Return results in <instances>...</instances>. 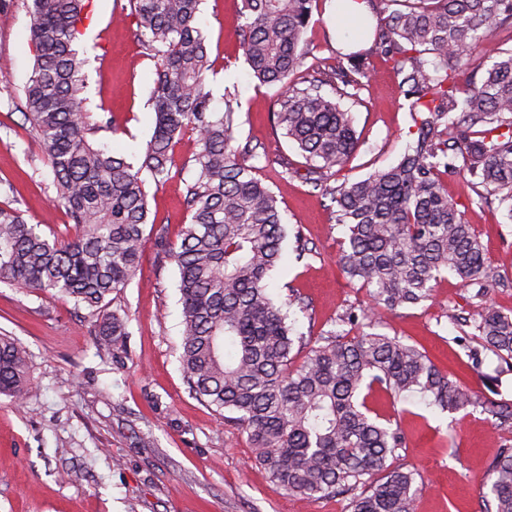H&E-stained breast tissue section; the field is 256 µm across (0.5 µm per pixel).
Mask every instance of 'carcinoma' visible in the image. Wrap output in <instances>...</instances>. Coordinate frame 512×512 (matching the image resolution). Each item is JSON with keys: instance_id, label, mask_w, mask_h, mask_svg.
<instances>
[{"instance_id": "cac0c4a2", "label": "carcinoma", "mask_w": 512, "mask_h": 512, "mask_svg": "<svg viewBox=\"0 0 512 512\" xmlns=\"http://www.w3.org/2000/svg\"><path fill=\"white\" fill-rule=\"evenodd\" d=\"M200 2L130 0L138 37L159 62L155 125L135 166L92 141L113 128L112 117L94 119L87 109L88 59L76 46L93 0H31L35 59L23 110L73 235L50 238L0 205V281L84 306L99 352L121 362L128 317L111 304L136 276L147 225L155 224L142 173L158 184L169 179L176 140L194 130L197 171L184 195L190 220L176 247L156 231L178 273L179 362L189 391L218 414H233L253 461L286 492L348 494V512H416L424 483L388 464L405 436L369 407L372 393L395 402L418 395L443 413L472 406L497 426L512 425V403L479 397L416 345L376 332L330 331L296 363L303 337L290 319L295 301L278 303L268 288L286 227L276 196L245 163L259 157L256 148L233 146L240 103L228 96L224 111L212 107ZM360 2L376 18L373 49L400 78L412 126L396 164L353 182L330 184L359 147L342 100H357L366 86L368 52L340 54L300 87L292 76L306 59L315 0H243L238 31L253 77L279 89L273 116L306 159V182L336 203V223L346 227L338 264L369 297L347 323L433 300L447 272L481 300L474 319L451 314L474 329L471 368L484 350L512 368V313L484 301L494 278L487 250L443 180L450 170L477 179L480 202H498L512 220V49H496L480 79L458 80L493 29L512 26V0ZM29 386L25 348L0 336V395L21 402ZM483 498L482 512H512V446L491 462Z\"/></svg>"}]
</instances>
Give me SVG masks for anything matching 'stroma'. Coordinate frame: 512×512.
Instances as JSON below:
<instances>
[{"mask_svg": "<svg viewBox=\"0 0 512 512\" xmlns=\"http://www.w3.org/2000/svg\"><path fill=\"white\" fill-rule=\"evenodd\" d=\"M30 0H10L0 12V205L19 209L45 235L66 236L69 218L54 201L53 176L31 138L20 103L32 72L28 31ZM91 22L78 47L89 58L86 95L90 112L109 113L115 126L98 144L138 161L155 122L150 94L157 60L142 46L130 0H93ZM331 0H316L307 38L310 61L333 63L341 48ZM241 0H202L199 20L214 70L208 87L216 111L225 93L241 102L237 143L257 145L268 157L258 175L276 194L288 230H301L309 254L296 260L293 239L272 272L276 299L295 295V329L315 338L343 330L342 318L366 301L359 282L336 265L346 233L335 203L313 192L300 173L302 155L275 130L270 115L278 90L257 87L236 37ZM375 73L350 104L360 140L338 180H359L395 163L410 140L408 103L382 55ZM197 136L185 133L174 148L175 177L147 181L148 203L168 244L178 242L189 215L183 197L193 179ZM448 196L464 212L487 249L496 280L487 299L512 310V219L498 204L479 203L467 176H445ZM435 302L382 312L375 332L426 349L449 377L482 397L512 402V371L492 352L480 370L468 367L466 329L450 318L453 307L477 314L476 301L453 275L438 284ZM129 318L124 365L98 356L91 323L72 300L52 299L0 282V335L29 353L31 390L17 405L0 396V512H348L343 495L305 499L273 482L251 459L247 435L190 394L180 370L182 307L174 264L161 261L155 234H147L140 270L113 301ZM406 434L393 467L417 471L425 487L416 512H480L491 460L512 445V428L482 421L479 412L454 414L426 408L419 397L376 404Z\"/></svg>", "mask_w": 512, "mask_h": 512, "instance_id": "1", "label": "stroma"}]
</instances>
